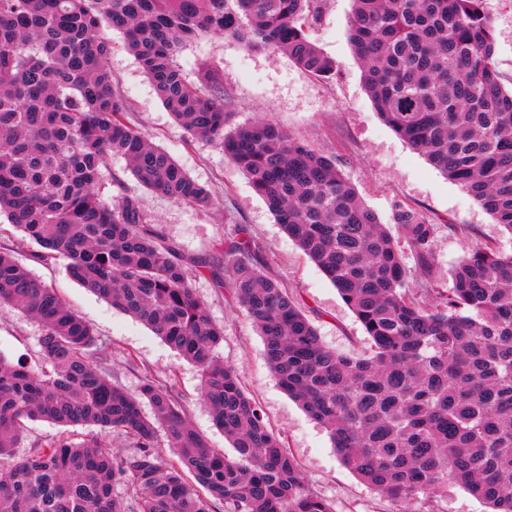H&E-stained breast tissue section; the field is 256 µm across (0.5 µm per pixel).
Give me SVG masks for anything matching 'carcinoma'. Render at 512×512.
I'll return each mask as SVG.
<instances>
[{"label":"carcinoma","instance_id":"carcinoma-1","mask_svg":"<svg viewBox=\"0 0 512 512\" xmlns=\"http://www.w3.org/2000/svg\"><path fill=\"white\" fill-rule=\"evenodd\" d=\"M349 42L382 120L512 233V91L491 59L486 0H352ZM324 0H0V215L63 257L69 276L133 317L200 370V397L234 449L208 446L174 382L145 377L138 395L112 382L94 329L0 250V306L43 326L34 371L0 357V512H336L218 349L224 328L192 288L224 281L262 337L280 387L328 432L343 465L399 503L454 482L489 512H512V252L476 245L444 288L411 271L379 216L335 162L271 120L227 129L224 85L177 65L205 35L275 45L304 70L336 73L305 21ZM124 36L169 112L219 144L277 223L333 284L372 342L353 358L329 349L288 290L264 269L242 224L224 266L188 260L125 194L98 184L114 156L144 189L206 206L207 189L130 125L113 85L104 29ZM392 223L430 273L438 225L394 205ZM148 402L152 416L142 411ZM117 430L138 448L112 453L93 435L46 437L15 458L26 421ZM121 485L124 495L114 493Z\"/></svg>","mask_w":512,"mask_h":512}]
</instances>
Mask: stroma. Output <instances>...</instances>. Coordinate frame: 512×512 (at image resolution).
Here are the masks:
<instances>
[{"mask_svg": "<svg viewBox=\"0 0 512 512\" xmlns=\"http://www.w3.org/2000/svg\"><path fill=\"white\" fill-rule=\"evenodd\" d=\"M495 29L494 65L505 88H512V0H487ZM351 0H326L320 21L306 33L337 64L329 78L313 75L273 46L248 48L221 36L188 42L178 57L184 78L198 82L205 71L217 73L224 85L229 127L261 119L275 122L297 140L331 157L360 199L381 220L395 204L426 213L439 226L434 239L433 274L447 283L448 274L477 243L512 248V234L463 189L432 167L400 139L376 112L365 89L362 64L354 56L348 33ZM112 44V77L127 105L131 123L168 152L211 194L202 207L176 203L141 188L124 158H112L99 186L106 200L129 193L188 258H218L234 224L247 225L264 249L267 272L299 301L322 342L336 352L364 356L370 340L336 288L277 224L247 177L212 142L192 138L164 107L121 34L108 32ZM14 257L90 324L98 347L110 357L114 382L138 394L145 374L172 377L189 399L194 429L210 447L230 449V442L212 423L199 396L200 372L142 323L136 321L70 278L67 261L41 259V246L14 232L0 240ZM197 296L217 324L224 327L219 355L236 368L250 397L274 432L297 460L305 482L333 502L336 512H392V502L363 484L339 460L324 428L279 387L270 372L261 337L230 291H216L209 276L193 282ZM41 325L24 311L0 308V356L29 366L39 363ZM413 512H487L484 503L457 484L439 488L430 506Z\"/></svg>", "mask_w": 512, "mask_h": 512, "instance_id": "obj_1", "label": "stroma"}]
</instances>
